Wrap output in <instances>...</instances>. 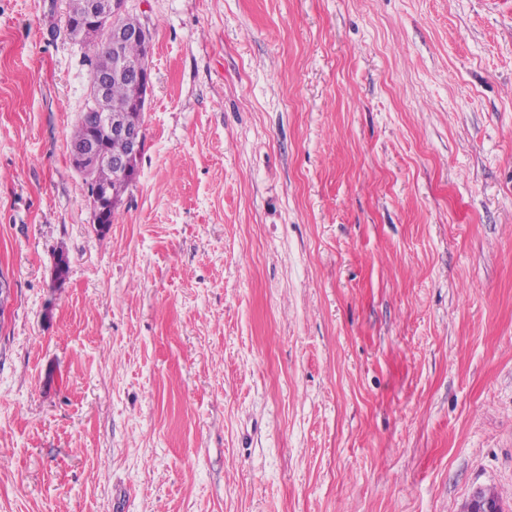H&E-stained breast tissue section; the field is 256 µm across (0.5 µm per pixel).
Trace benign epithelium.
<instances>
[{
	"mask_svg": "<svg viewBox=\"0 0 512 512\" xmlns=\"http://www.w3.org/2000/svg\"><path fill=\"white\" fill-rule=\"evenodd\" d=\"M127 0H88L81 16L82 27L103 36L112 48L115 69L122 75L133 78L134 102L142 110L147 109L152 94L150 58L152 37L145 26L130 29L122 22L126 14ZM139 45L138 57L126 55L128 44ZM92 132L86 138L70 146V158L75 169L92 187V218L94 223L105 230L108 228L104 216L108 208H119L121 201L115 199L111 190L91 185L93 173L102 162L105 153L101 142L115 139L124 146V153L112 159V167L121 176L132 175L131 164L145 151L144 128L132 123L123 115L90 109ZM467 512H501L499 503L491 494L479 490L474 493Z\"/></svg>",
	"mask_w": 512,
	"mask_h": 512,
	"instance_id": "obj_1",
	"label": "benign epithelium"
}]
</instances>
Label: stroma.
<instances>
[{"instance_id":"stroma-1","label":"stroma","mask_w":512,"mask_h":512,"mask_svg":"<svg viewBox=\"0 0 512 512\" xmlns=\"http://www.w3.org/2000/svg\"><path fill=\"white\" fill-rule=\"evenodd\" d=\"M127 8L101 234L68 0H0V512H512V0ZM90 105L91 102L88 97L83 110L78 116L72 133L71 143L87 136V124L89 122V112L87 111L90 109ZM89 111L92 112L90 120L93 130L89 137L70 146L72 164L84 178L89 189L93 173L105 156L101 142L112 141L111 146L103 145L104 150L112 152V157L120 156L112 158V165L102 167L97 171L96 181L101 184L110 185L114 194L122 199L133 181L130 180L128 182V180L115 178L112 167L120 176L134 177L131 171V164L144 153L146 147L144 112L139 111L133 103L132 81L125 76L117 77L113 74L111 93L101 107L102 112L95 107H92ZM110 112H124L144 128L132 123L123 115H112ZM141 158L133 163L134 172H138ZM92 188V194L88 191V194L92 196V200H95V202L92 201V218L94 220V224H98L102 230H106L108 228L104 219L108 210L106 205L112 204V208L115 210L119 208L122 200L119 201L115 199L109 188H102L96 185H93Z\"/></svg>"}]
</instances>
